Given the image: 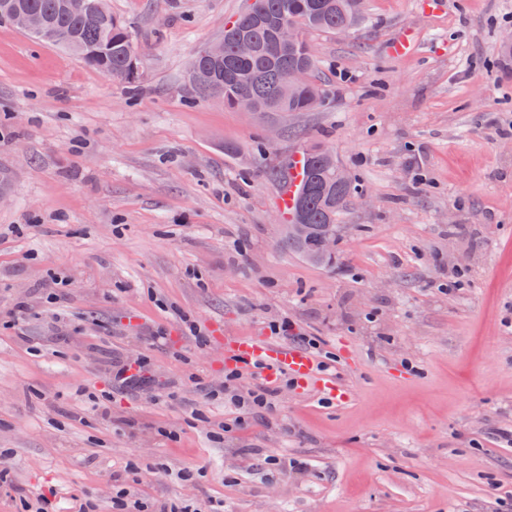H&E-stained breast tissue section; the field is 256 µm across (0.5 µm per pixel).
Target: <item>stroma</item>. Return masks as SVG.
<instances>
[{"instance_id": "stroma-1", "label": "stroma", "mask_w": 512, "mask_h": 512, "mask_svg": "<svg viewBox=\"0 0 512 512\" xmlns=\"http://www.w3.org/2000/svg\"><path fill=\"white\" fill-rule=\"evenodd\" d=\"M251 2L107 0L134 91L0 22V512H108L134 477L147 512H512V0H365L309 36L324 105L278 117L189 94ZM298 150L357 189L329 266L281 243ZM285 322L348 401L282 376L233 404L225 337ZM274 390L264 383H254L244 394L235 393L231 396L235 405L245 411L261 412L271 408Z\"/></svg>"}]
</instances>
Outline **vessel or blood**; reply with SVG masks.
I'll return each mask as SVG.
<instances>
[{"instance_id": "b4317fda", "label": "vessel or blood", "mask_w": 512, "mask_h": 512, "mask_svg": "<svg viewBox=\"0 0 512 512\" xmlns=\"http://www.w3.org/2000/svg\"><path fill=\"white\" fill-rule=\"evenodd\" d=\"M302 164L299 159L290 163L288 182L280 196V207L285 212H293L296 188L301 179ZM227 349L231 358L241 367L263 364L269 378L289 375L296 379L315 377L318 372L313 357L306 351L281 346L254 336L234 338L228 341Z\"/></svg>"}]
</instances>
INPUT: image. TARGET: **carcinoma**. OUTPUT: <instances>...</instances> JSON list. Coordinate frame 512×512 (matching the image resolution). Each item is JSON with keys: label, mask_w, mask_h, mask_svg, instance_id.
<instances>
[{"label": "carcinoma", "mask_w": 512, "mask_h": 512, "mask_svg": "<svg viewBox=\"0 0 512 512\" xmlns=\"http://www.w3.org/2000/svg\"><path fill=\"white\" fill-rule=\"evenodd\" d=\"M13 12H34L43 18L41 31L30 37L61 46L93 69L137 88L142 49L112 16L106 0H0V20L10 21ZM363 19L362 0H254L224 29V58L196 55L189 74L192 90L198 97L221 93L229 109L247 94L260 112H312L324 99L314 78L318 59L299 46L283 44L280 26L294 21L305 35L334 33ZM240 37L254 43L252 55L235 53L234 43ZM300 67L306 68L307 81L290 90L288 76ZM354 193L352 183L336 181L321 153H308L295 205L296 222L307 225V232L301 238L286 237L283 245L311 264L330 262L320 252V239L336 232L337 218Z\"/></svg>", "instance_id": "obj_1"}]
</instances>
